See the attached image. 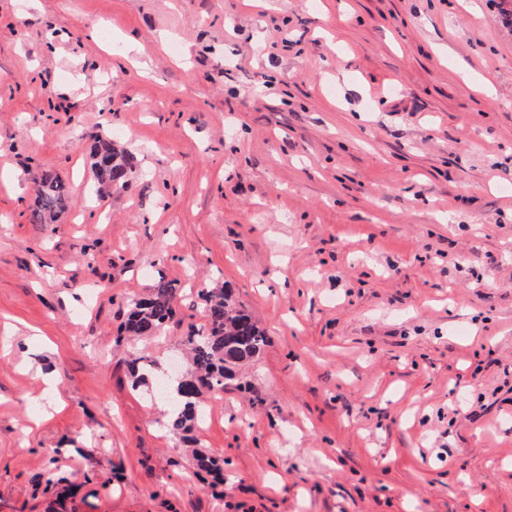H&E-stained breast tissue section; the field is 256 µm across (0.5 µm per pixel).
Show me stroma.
I'll return each mask as SVG.
<instances>
[{"label":"stroma","mask_w":512,"mask_h":512,"mask_svg":"<svg viewBox=\"0 0 512 512\" xmlns=\"http://www.w3.org/2000/svg\"><path fill=\"white\" fill-rule=\"evenodd\" d=\"M223 286L268 342L186 441L155 383ZM0 512H512L506 0H0ZM93 166L96 172V181L109 190L123 189L127 182L129 160L126 154L119 150L116 144L107 138H97L91 149ZM109 160L111 165L107 169L96 167L100 162ZM32 221L36 224H51L69 201V186L56 174L45 172L35 190ZM176 303L177 288L161 276L147 297L132 302L120 331L129 337L152 336L173 319Z\"/></svg>","instance_id":"stroma-1"}]
</instances>
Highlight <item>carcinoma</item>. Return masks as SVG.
<instances>
[{
  "label": "carcinoma",
  "mask_w": 512,
  "mask_h": 512,
  "mask_svg": "<svg viewBox=\"0 0 512 512\" xmlns=\"http://www.w3.org/2000/svg\"><path fill=\"white\" fill-rule=\"evenodd\" d=\"M96 181L109 190H119L127 182L129 160L116 144L98 138L91 149ZM69 186L56 174L46 172L36 188L31 212L35 224H52L69 201ZM205 324L185 337L189 365L182 377L174 380L170 391L169 429L189 433L200 426L204 417L196 407L203 391L222 390L239 376V369L253 361L267 343V336L251 313L238 301L231 289L202 294ZM177 288L161 276L147 297L135 300L124 325L129 337L154 335L175 315ZM194 460L198 471L216 478L224 475V460L198 453Z\"/></svg>",
  "instance_id": "carcinoma-1"
}]
</instances>
